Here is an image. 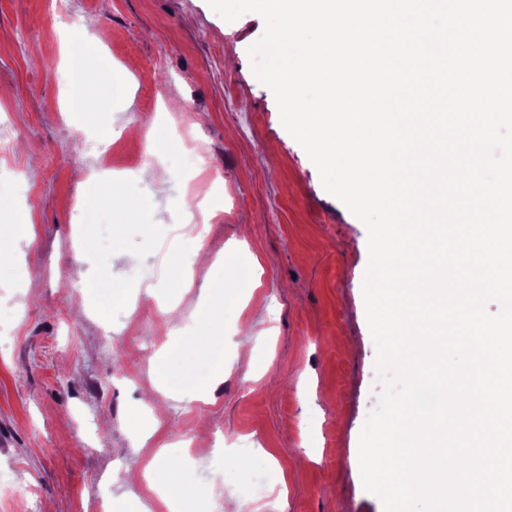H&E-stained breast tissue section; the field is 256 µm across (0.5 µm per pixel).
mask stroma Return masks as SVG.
<instances>
[{"label":"stroma","instance_id":"obj_1","mask_svg":"<svg viewBox=\"0 0 512 512\" xmlns=\"http://www.w3.org/2000/svg\"><path fill=\"white\" fill-rule=\"evenodd\" d=\"M63 11L79 30L55 25ZM264 31L259 14L228 22L207 0H0V512H169L144 474L176 452L183 464L156 478L191 485L184 512H384L359 464L385 390L368 233L254 76ZM81 51L103 78L90 124L67 77ZM162 126L194 155L145 182ZM105 151L133 210L81 207ZM104 276L121 286L109 304Z\"/></svg>","mask_w":512,"mask_h":512}]
</instances>
